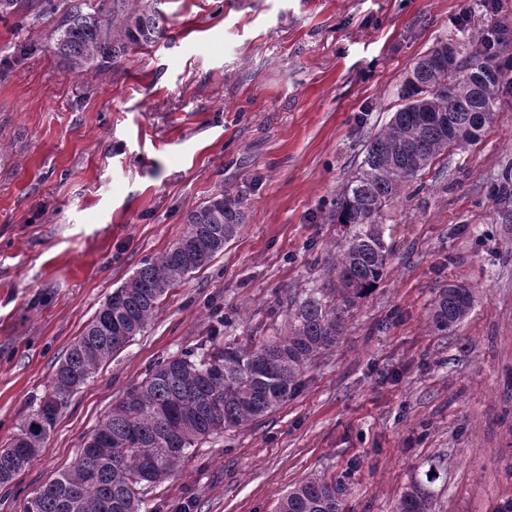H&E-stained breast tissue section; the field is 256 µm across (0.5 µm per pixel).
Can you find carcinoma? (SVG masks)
Wrapping results in <instances>:
<instances>
[{
    "mask_svg": "<svg viewBox=\"0 0 512 512\" xmlns=\"http://www.w3.org/2000/svg\"><path fill=\"white\" fill-rule=\"evenodd\" d=\"M7 0L3 15L41 10ZM157 0H81L65 4L51 30L48 49L74 72L122 59L129 48L162 38ZM456 67L435 71L431 50L415 63L413 82L398 94L405 104L385 129L364 144L354 176L336 203L334 220L354 229L336 259L329 286L310 293L295 308L288 334L245 346L212 338L201 350L167 356L128 387L98 423L80 455L27 501L25 512H140L142 490L171 477L187 452L208 437L247 427L286 403L298 391L309 361L334 347L343 315L383 276L390 254L379 224L383 208L401 184L414 178L450 146L479 139L499 111L505 82L496 54L454 39ZM241 202L224 193L187 215L186 233L159 260L146 262L101 305L70 345L50 382L48 396L20 433L0 449V486L11 483L38 454L60 408L98 366L141 334L170 289L207 266L240 230ZM470 289H441L432 309L439 331L464 319ZM404 491L397 512H432L426 483ZM276 512H344L340 482L305 480L288 489Z\"/></svg>",
    "mask_w": 512,
    "mask_h": 512,
    "instance_id": "cac0c4a2",
    "label": "carcinoma"
}]
</instances>
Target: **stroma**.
Segmentation results:
<instances>
[{
  "mask_svg": "<svg viewBox=\"0 0 512 512\" xmlns=\"http://www.w3.org/2000/svg\"><path fill=\"white\" fill-rule=\"evenodd\" d=\"M165 34L75 73L45 45L53 18L0 16V448L37 409L71 343L186 216L224 193L246 220L170 290L146 331L60 411L0 512L79 454L124 389L210 337L285 335L327 281L347 227L332 215L363 144L439 41L505 32L512 0H161ZM36 45L23 54L22 45ZM512 95L477 142L452 147L382 210L383 278L344 316L295 396L190 449L146 512H274L304 479L339 481L347 512H395L433 475L432 512L512 498ZM473 292L435 330L440 288Z\"/></svg>",
  "mask_w": 512,
  "mask_h": 512,
  "instance_id": "35a3bbf8",
  "label": "stroma"
}]
</instances>
